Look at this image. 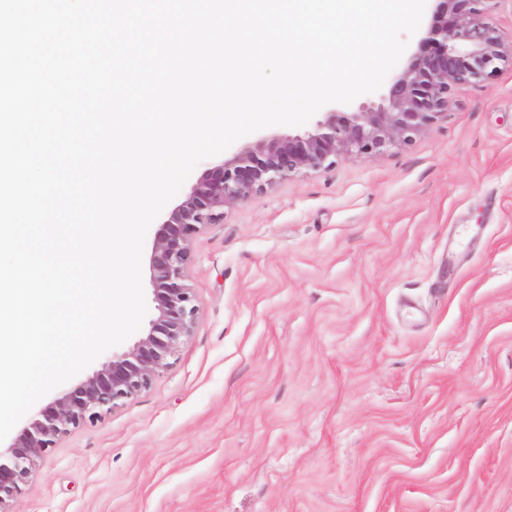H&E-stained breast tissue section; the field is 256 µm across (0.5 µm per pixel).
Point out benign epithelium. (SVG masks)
<instances>
[{
    "label": "benign epithelium",
    "instance_id": "7a95c632",
    "mask_svg": "<svg viewBox=\"0 0 512 512\" xmlns=\"http://www.w3.org/2000/svg\"><path fill=\"white\" fill-rule=\"evenodd\" d=\"M418 48L389 80L377 103L334 108L303 135L257 141L207 170L167 214L152 245L155 316L128 349L105 358L78 385L33 416L18 442L0 448V512L31 479L36 462L60 437L100 419L148 388L192 335L198 305L187 283L193 239L224 210L340 157L370 158L407 147L448 108L459 87L492 79L512 63V39L484 20L489 0H434Z\"/></svg>",
    "mask_w": 512,
    "mask_h": 512
}]
</instances>
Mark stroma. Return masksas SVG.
<instances>
[{"label":"stroma","mask_w":512,"mask_h":512,"mask_svg":"<svg viewBox=\"0 0 512 512\" xmlns=\"http://www.w3.org/2000/svg\"><path fill=\"white\" fill-rule=\"evenodd\" d=\"M192 248V336L12 512H512V68Z\"/></svg>","instance_id":"stroma-1"}]
</instances>
